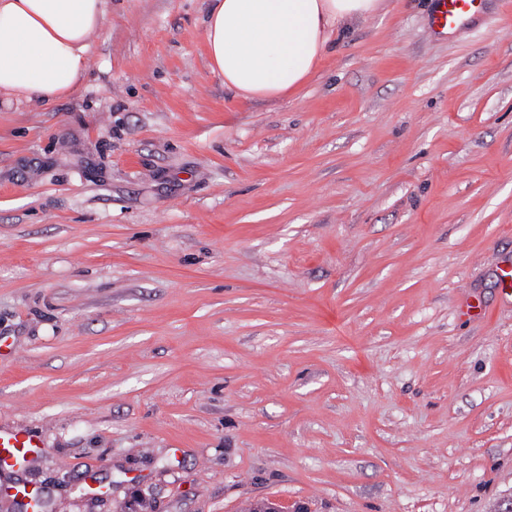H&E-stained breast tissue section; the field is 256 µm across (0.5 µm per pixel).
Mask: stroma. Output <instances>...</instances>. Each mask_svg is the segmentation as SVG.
<instances>
[{
  "instance_id": "stroma-1",
  "label": "stroma",
  "mask_w": 512,
  "mask_h": 512,
  "mask_svg": "<svg viewBox=\"0 0 512 512\" xmlns=\"http://www.w3.org/2000/svg\"><path fill=\"white\" fill-rule=\"evenodd\" d=\"M432 5L244 99L208 0H111L74 91L0 108V427L45 444L0 512L512 504V9ZM430 22L439 35H452L474 23L485 0H434Z\"/></svg>"
}]
</instances>
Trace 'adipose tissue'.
<instances>
[{"mask_svg":"<svg viewBox=\"0 0 512 512\" xmlns=\"http://www.w3.org/2000/svg\"><path fill=\"white\" fill-rule=\"evenodd\" d=\"M378 7L379 0H211L209 66L235 95H288L313 73L336 31ZM108 10L109 0H0V102L45 106L70 93Z\"/></svg>","mask_w":512,"mask_h":512,"instance_id":"1","label":"adipose tissue"}]
</instances>
